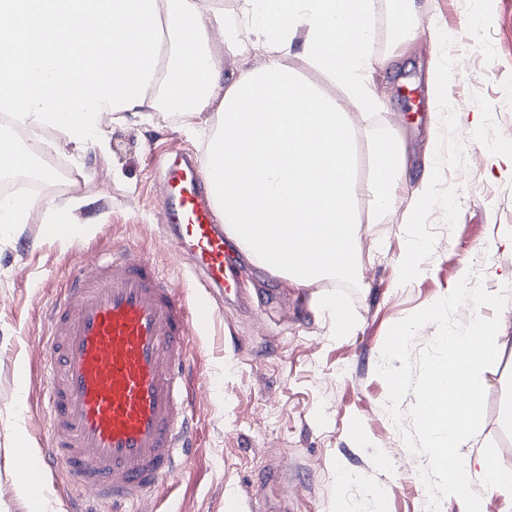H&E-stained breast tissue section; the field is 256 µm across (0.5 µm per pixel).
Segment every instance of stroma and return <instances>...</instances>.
<instances>
[{"instance_id":"1","label":"stroma","mask_w":512,"mask_h":512,"mask_svg":"<svg viewBox=\"0 0 512 512\" xmlns=\"http://www.w3.org/2000/svg\"><path fill=\"white\" fill-rule=\"evenodd\" d=\"M422 38L402 45L393 34L394 4L377 0L373 75L380 104L359 121V138L403 136L417 187L433 155L430 200L414 215L405 202L381 215L362 239L358 281L316 291L336 293L350 316L334 332L312 309V292L247 262L248 307L223 302L192 350L197 386L191 412L197 444L181 472L158 494L168 512H426L421 477L426 454L413 453L387 410L388 386L377 372L389 328L446 296L461 279L493 294L512 288V161L490 150L512 145V0H414ZM452 71L447 100L431 79ZM479 126H472L474 115ZM205 156L199 132L172 120L138 116L112 125L107 147L91 145L86 175L43 184L60 207L82 198L68 239L38 213L0 229V512H33L16 485L13 424L23 418L34 448L42 433V383L36 344L47 331L46 306L82 261L119 246L152 257L186 303L206 291L162 229L163 168L169 148ZM411 238L429 249L421 270L402 277ZM500 317L498 360L486 369L482 425L465 448L495 443L512 469V302Z\"/></svg>"}]
</instances>
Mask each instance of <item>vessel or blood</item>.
Here are the masks:
<instances>
[{
	"label": "vessel or blood",
	"mask_w": 512,
	"mask_h": 512,
	"mask_svg": "<svg viewBox=\"0 0 512 512\" xmlns=\"http://www.w3.org/2000/svg\"><path fill=\"white\" fill-rule=\"evenodd\" d=\"M205 181L194 158L166 171V226L203 287L236 292L237 256ZM214 315L208 302L187 306L144 255L116 248L104 262L78 265L38 344L43 461L71 487V512H139L181 469L191 428L185 369Z\"/></svg>",
	"instance_id": "obj_1"
}]
</instances>
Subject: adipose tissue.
Instances as JSON below:
<instances>
[{"label": "adipose tissue", "instance_id": "adipose-tissue-1", "mask_svg": "<svg viewBox=\"0 0 512 512\" xmlns=\"http://www.w3.org/2000/svg\"><path fill=\"white\" fill-rule=\"evenodd\" d=\"M375 3L242 0L230 27L223 0H0V173L16 171L19 158L32 164L46 139L81 156L89 142L106 143L108 123L186 102L182 126L209 133L206 173H219L234 196L226 229L259 266L312 289L314 309L336 314L340 301L315 285L359 279L368 225L409 180L405 143L394 136L368 142L371 176L356 171L352 113L376 106ZM245 40L265 62L225 71V47ZM295 57L346 98L308 80ZM41 209L58 225L78 221L28 194L0 199V227ZM292 253L299 262L289 263Z\"/></svg>", "mask_w": 512, "mask_h": 512}]
</instances>
